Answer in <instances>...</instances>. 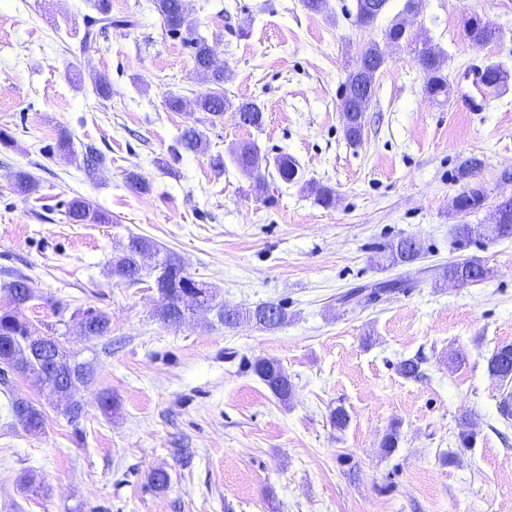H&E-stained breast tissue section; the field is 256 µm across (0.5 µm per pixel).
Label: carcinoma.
<instances>
[{
	"label": "carcinoma",
	"instance_id": "cac0c4a2",
	"mask_svg": "<svg viewBox=\"0 0 512 512\" xmlns=\"http://www.w3.org/2000/svg\"><path fill=\"white\" fill-rule=\"evenodd\" d=\"M156 9L162 17L166 31L178 37L190 50L196 77L211 85L210 93L196 99L195 111L205 114L185 126L178 139L179 146L186 152L204 153L208 149V140L199 125L205 123L214 126L224 117V112L232 110L242 117L241 124L259 128L263 125L264 115L260 105L253 100L234 103L224 95V84L230 78L228 70L214 65L212 48L207 41L193 33V24L185 10V0H155ZM388 0H356L355 23L362 29L374 27L379 17L384 14ZM97 15L87 18L83 43L88 46L95 42L102 31L115 28L124 29L135 25L130 17L112 16L110 0H97L94 4ZM467 38L475 43L484 44L493 40L496 30L489 26L479 15L474 14L465 22ZM386 63L385 49L376 41L366 44L360 51L357 66L347 73L342 83L341 112L345 117L344 133L353 144L363 137L365 113L375 96L374 78ZM416 64L424 75L425 93L432 99H448L451 84L448 73L443 69L441 53L426 45L416 51ZM485 85L493 90H506L512 83V71L499 63L486 66ZM234 161L238 169L253 179L252 190L260 198L265 193V181L260 174L262 166H274L279 178L286 182H295L301 178V168L291 156L279 154L269 158L261 154L259 147L252 141L241 142L234 151ZM85 170L93 174L105 163V157L91 145L86 146ZM35 188L32 175L26 171L15 174L13 191L27 196ZM482 188L470 186L458 194L453 202L454 211L474 212L480 209ZM66 216L71 224H110L111 216L82 197L71 199L66 205ZM453 234L460 240L473 235L487 234L494 238H512V199L503 205L501 223L497 226H474L456 224ZM150 252L157 256L155 268L150 270L151 277L162 291V304L155 311L158 320L183 321L189 317L197 321L212 323V319L226 328H234L242 322L251 323L261 330H274L288 321L286 308L273 301L262 302L251 308L238 309L234 319L224 310V304L216 301L214 289L200 286V281L182 265L176 253L161 249L157 243L147 237L132 235L123 247L118 260L111 265L112 276L128 282L142 280L144 265L143 254ZM415 252L401 239L389 246L387 261L400 265L412 260ZM488 270L478 258L466 260L463 270L453 269L445 272L443 277L456 276L465 282L480 277L485 278ZM406 281L386 280L376 283L365 293H346L340 297L344 303L361 305L369 303L384 294L398 292L405 288ZM9 301L0 308V353L8 352L21 355L26 349L29 337L34 330L30 323L24 321L20 309L35 297L32 279L26 275H17L6 286ZM112 332L110 317L101 310H94L91 320L81 335L89 341L102 339ZM253 373L283 403L290 400L293 385L283 366L274 359L258 358L251 363ZM41 376L58 385L60 401L72 404L73 414L68 421L75 423L82 416L83 405L74 398L71 386L79 382L86 386L93 383L96 376L95 366L88 361H81L77 355L66 350L56 353L51 349L43 355L40 363ZM399 374L406 379L422 377L421 359L408 358L398 365ZM487 372L490 377L506 385L512 382V344L496 348L487 359ZM16 398L7 401L8 414L21 426L22 431L35 434L44 429L45 412L30 400H25L24 411H15Z\"/></svg>",
	"mask_w": 512,
	"mask_h": 512
}]
</instances>
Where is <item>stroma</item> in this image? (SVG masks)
<instances>
[{"instance_id":"1","label":"stroma","mask_w":512,"mask_h":512,"mask_svg":"<svg viewBox=\"0 0 512 512\" xmlns=\"http://www.w3.org/2000/svg\"><path fill=\"white\" fill-rule=\"evenodd\" d=\"M94 0H0V307L11 274L32 278L36 296L21 314L53 326L79 359L94 362L95 383L81 390L84 414L70 424L49 390L20 374L0 385L46 412L36 437L0 412V512H512V418L503 389L486 371L498 346L512 344V238L459 243L455 196L482 185L489 204L468 214L490 221V205L512 196V88L477 84L486 64L512 68V0H389L374 28L355 24L356 0H327L318 14L302 0H186L196 32L231 79V101L255 100L261 128L225 112L206 127L207 153L179 149L194 121V102L209 91L193 73L181 39L168 35L153 0H111L125 29L82 37ZM481 15L499 40L472 44L467 16ZM443 52L452 85L448 102L430 99L407 46H388L377 73L361 143L344 136L341 82L362 46L382 40L392 20ZM110 95H100L99 80ZM182 111L166 108L168 93ZM71 148L61 151V132ZM252 140L262 153L294 157L301 182L263 170L265 199L229 153ZM106 165L84 169L86 145ZM225 157L223 171L210 166ZM483 162L472 181L458 179L470 157ZM29 172L36 190L14 193L13 175ZM148 183L132 190L127 171ZM336 192L320 205L310 185ZM83 197L112 216L108 224H71L64 211ZM178 254L188 272L234 308L265 301L288 308L274 331L196 321L164 324L150 281L112 279L110 263L130 235ZM413 239L421 258L399 269L376 265L391 243ZM478 257L489 273L456 286L436 270ZM406 274V290L368 307L341 304L347 291ZM106 312L110 336L88 342L74 313ZM462 361L450 364L452 355ZM278 360L294 385L281 403L247 368ZM421 358L423 376L397 366ZM119 403L104 413L103 395ZM349 415L336 430L329 414ZM400 441H381L391 423ZM475 432L463 448L461 431ZM190 452L179 462L174 449ZM454 463H445L446 455ZM166 470L156 493L148 475ZM32 472L40 489L21 493Z\"/></svg>"}]
</instances>
